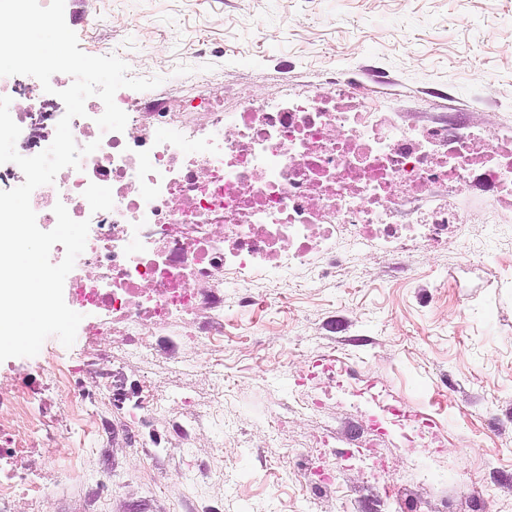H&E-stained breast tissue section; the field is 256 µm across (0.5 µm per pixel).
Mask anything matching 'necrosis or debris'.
<instances>
[{
	"label": "necrosis or debris",
	"instance_id": "4bbe7bcc",
	"mask_svg": "<svg viewBox=\"0 0 512 512\" xmlns=\"http://www.w3.org/2000/svg\"><path fill=\"white\" fill-rule=\"evenodd\" d=\"M185 96L200 111L158 99L132 108L120 133L101 132L104 104L89 98L71 131L98 149L31 196L43 224H55L59 202L90 223L69 295L97 314L80 334L99 364L118 347L154 355L171 324L175 353L208 355L225 289L300 270L321 279L379 254L435 256L471 225L494 233L512 211V123L452 132L406 122L393 100L345 81L279 99L252 90L231 112L210 77ZM203 313L213 330L199 325ZM39 397L34 387L0 392L15 452L54 424Z\"/></svg>",
	"mask_w": 512,
	"mask_h": 512
}]
</instances>
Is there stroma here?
Masks as SVG:
<instances>
[{
  "instance_id": "35a3bbf8",
  "label": "stroma",
  "mask_w": 512,
  "mask_h": 512,
  "mask_svg": "<svg viewBox=\"0 0 512 512\" xmlns=\"http://www.w3.org/2000/svg\"><path fill=\"white\" fill-rule=\"evenodd\" d=\"M99 16L106 24L92 27ZM64 17L85 53L162 77L149 91L120 89V106L182 94L204 75L229 104L255 84L277 97L334 79L451 126L512 120V0H65ZM473 246V258L449 246L436 267L381 256L323 282L296 273L264 308L250 301L260 287L225 289L216 375L200 361L122 354L103 366L61 348L88 368L72 383L99 401L90 416L36 358L0 362V386L40 384L41 408L71 437L70 451L38 447L26 460L0 435V483L33 463L38 481L61 474L50 512H391L370 470L349 459L376 411L347 390L370 387L448 436L440 448L385 439L405 512H512V248L482 231ZM330 351L341 394L289 416L297 383L324 386L311 372ZM147 381L170 401L145 430L130 395ZM328 425L345 465L319 487L304 470L324 451L307 442Z\"/></svg>"
}]
</instances>
